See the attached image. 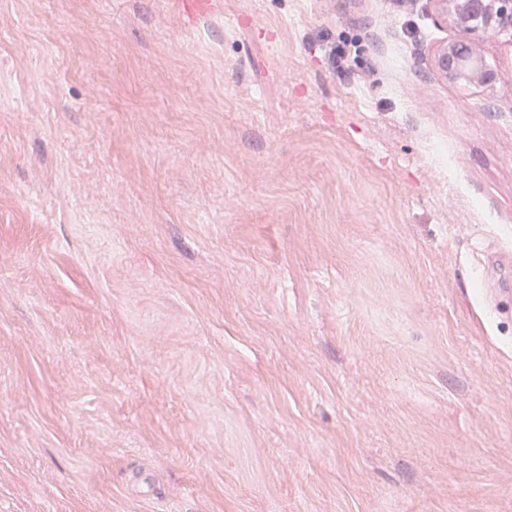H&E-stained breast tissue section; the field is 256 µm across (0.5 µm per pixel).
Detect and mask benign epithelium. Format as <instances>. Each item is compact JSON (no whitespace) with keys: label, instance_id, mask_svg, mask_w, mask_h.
Segmentation results:
<instances>
[{"label":"benign epithelium","instance_id":"obj_1","mask_svg":"<svg viewBox=\"0 0 512 512\" xmlns=\"http://www.w3.org/2000/svg\"><path fill=\"white\" fill-rule=\"evenodd\" d=\"M446 16L465 38L467 52L452 68L445 61L453 49L447 44L438 52L439 65L447 79L469 89L488 91L495 87L498 72L485 60L480 39L488 34L512 33V0H439Z\"/></svg>","mask_w":512,"mask_h":512}]
</instances>
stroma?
Returning <instances> with one entry per match:
<instances>
[{
    "mask_svg": "<svg viewBox=\"0 0 512 512\" xmlns=\"http://www.w3.org/2000/svg\"><path fill=\"white\" fill-rule=\"evenodd\" d=\"M461 39L0 0V512H512V36L490 92Z\"/></svg>",
    "mask_w": 512,
    "mask_h": 512,
    "instance_id": "stroma-1",
    "label": "stroma"
}]
</instances>
